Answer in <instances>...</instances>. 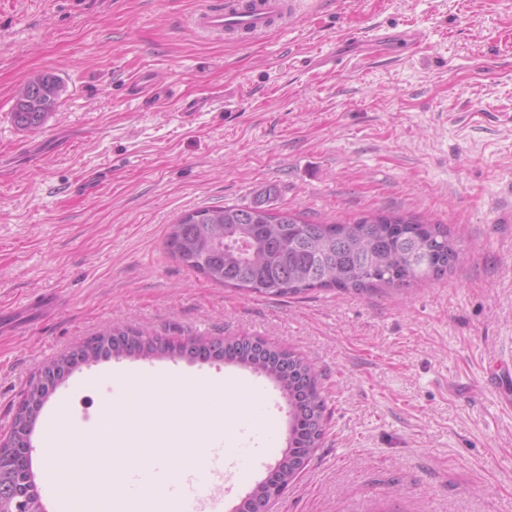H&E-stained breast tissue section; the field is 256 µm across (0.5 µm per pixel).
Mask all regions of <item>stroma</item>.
<instances>
[{
	"instance_id": "obj_1",
	"label": "stroma",
	"mask_w": 512,
	"mask_h": 512,
	"mask_svg": "<svg viewBox=\"0 0 512 512\" xmlns=\"http://www.w3.org/2000/svg\"><path fill=\"white\" fill-rule=\"evenodd\" d=\"M203 0H0V305L62 289L26 333L0 331V435L44 363L129 321L162 337L249 335L321 374L327 425L273 512H512V412L485 367L512 362V0H302L257 45L187 24ZM384 38L370 42L371 34ZM64 83L36 131L12 111L32 74ZM142 72L167 104L131 100ZM305 219L408 213L449 225L443 280L388 293L249 294L174 260L184 212L245 205L263 187ZM150 369L265 389L279 429L267 449L252 409L251 478L225 474L236 512L288 447L281 390L249 368L115 357L57 388L52 414L99 433L113 383Z\"/></svg>"
}]
</instances>
